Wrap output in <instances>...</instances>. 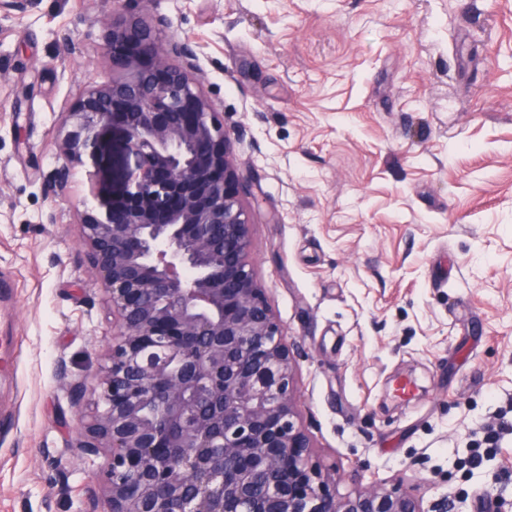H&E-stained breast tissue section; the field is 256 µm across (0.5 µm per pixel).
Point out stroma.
<instances>
[{
	"label": "stroma",
	"instance_id": "1",
	"mask_svg": "<svg viewBox=\"0 0 512 512\" xmlns=\"http://www.w3.org/2000/svg\"><path fill=\"white\" fill-rule=\"evenodd\" d=\"M188 38L247 183L250 260L339 493L412 480L423 512H512V0H30L0 14V512H105L76 444L112 354L81 243L118 194L102 129L67 192L62 116L112 68L102 21ZM72 39L76 50L64 48ZM424 392L393 394L396 375ZM499 433L496 444L488 431Z\"/></svg>",
	"mask_w": 512,
	"mask_h": 512
}]
</instances>
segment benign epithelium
<instances>
[{
  "instance_id": "1",
  "label": "benign epithelium",
  "mask_w": 512,
  "mask_h": 512,
  "mask_svg": "<svg viewBox=\"0 0 512 512\" xmlns=\"http://www.w3.org/2000/svg\"><path fill=\"white\" fill-rule=\"evenodd\" d=\"M166 28L162 17L103 22L125 73L64 114L51 182L66 191L99 130H124V192L81 219L118 318L103 407L78 445L111 450L108 512H423L411 484L341 494L314 459L294 356L249 261L231 135L194 45L162 42Z\"/></svg>"
}]
</instances>
